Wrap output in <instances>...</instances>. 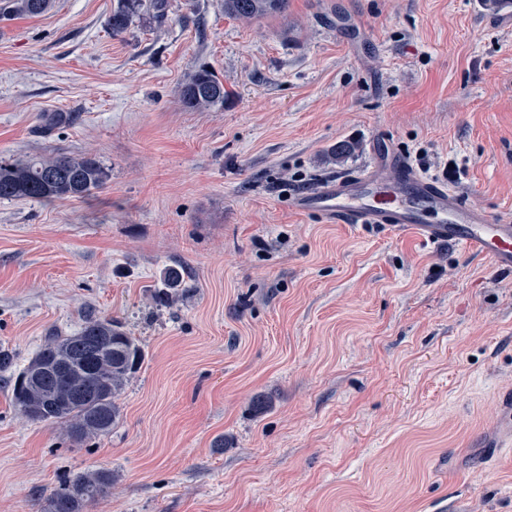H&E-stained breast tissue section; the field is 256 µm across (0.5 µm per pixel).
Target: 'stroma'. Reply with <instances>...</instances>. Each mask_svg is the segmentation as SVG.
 <instances>
[{"label":"stroma","mask_w":512,"mask_h":512,"mask_svg":"<svg viewBox=\"0 0 512 512\" xmlns=\"http://www.w3.org/2000/svg\"><path fill=\"white\" fill-rule=\"evenodd\" d=\"M475 2L288 0L247 21L169 0L116 35L118 0H53L0 22V158L109 172L85 199L0 201V348L22 370L91 314L144 352L119 425L81 445L19 413L0 372V512L97 469L112 486L86 512H512V271L325 223L285 188L363 170L378 131L512 212V25ZM202 64L224 105L188 112Z\"/></svg>","instance_id":"obj_1"}]
</instances>
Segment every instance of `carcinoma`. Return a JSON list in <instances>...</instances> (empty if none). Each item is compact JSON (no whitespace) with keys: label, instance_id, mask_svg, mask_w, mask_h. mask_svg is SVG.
Here are the masks:
<instances>
[{"label":"carcinoma","instance_id":"obj_1","mask_svg":"<svg viewBox=\"0 0 512 512\" xmlns=\"http://www.w3.org/2000/svg\"><path fill=\"white\" fill-rule=\"evenodd\" d=\"M52 0H0V21L35 17L47 12ZM168 0H119L108 25L118 35L134 15L152 10L164 18ZM288 0H224V12L239 19L261 20L285 13ZM224 83L206 66L199 67L179 90L181 105L192 111L224 106ZM106 173L89 156L58 154L0 160V200L53 202L85 198L98 190ZM143 352L121 323L106 317L85 320L72 336H54L17 375L12 401L26 417L59 426L80 445L109 433L120 408L117 398L139 369ZM112 472L80 473L50 499L45 512H83L86 503L103 496Z\"/></svg>","mask_w":512,"mask_h":512}]
</instances>
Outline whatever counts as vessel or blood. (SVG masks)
I'll return each instance as SVG.
<instances>
[{"label":"vessel or blood","instance_id":"obj_1","mask_svg":"<svg viewBox=\"0 0 512 512\" xmlns=\"http://www.w3.org/2000/svg\"><path fill=\"white\" fill-rule=\"evenodd\" d=\"M293 207L329 224L412 231L422 241H445L512 270V213L492 214L468 203L393 151L373 150L366 169L296 194Z\"/></svg>","mask_w":512,"mask_h":512}]
</instances>
